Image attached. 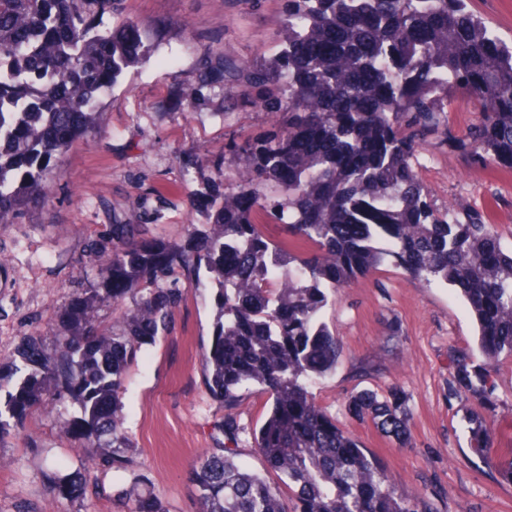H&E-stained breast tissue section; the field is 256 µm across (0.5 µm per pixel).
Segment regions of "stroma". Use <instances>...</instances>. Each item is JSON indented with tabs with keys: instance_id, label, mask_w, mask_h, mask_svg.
<instances>
[{
	"instance_id": "stroma-1",
	"label": "stroma",
	"mask_w": 512,
	"mask_h": 512,
	"mask_svg": "<svg viewBox=\"0 0 512 512\" xmlns=\"http://www.w3.org/2000/svg\"><path fill=\"white\" fill-rule=\"evenodd\" d=\"M282 0H115L105 25L135 24L151 54L130 67L99 102L89 138L59 154L63 176L48 207L29 208L21 221L0 227V356L22 336L49 333L73 287L86 278V238L101 225L138 223L157 216V233L174 244L186 227L205 223L203 184L189 170L197 148L223 155L226 172L245 164L225 142L273 129L267 112L229 108L221 96L183 97L204 74L207 52L226 59H268L286 37ZM417 167L437 208L455 206L494 225L512 248V172L471 154L429 141ZM214 312L209 293H191L176 314L173 333L147 347L130 372L122 413L136 457L170 512H198L188 482L193 462L214 448L216 401L202 379L200 345ZM323 319L342 346L334 372L309 390L337 425L386 471L398 492L429 500L435 512H512V360L493 379L496 422L493 463L469 447L467 417L474 400L451 394L448 351L471 343L475 328L458 293L420 288L402 269L381 266L341 291ZM398 391L412 412L411 439L401 446L347 411L351 393ZM80 448L58 433L53 416L29 420L28 432L0 439V512H125L112 472L90 470L100 491L83 500L49 490L46 476L78 468Z\"/></svg>"
}]
</instances>
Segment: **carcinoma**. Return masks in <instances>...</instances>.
<instances>
[{
	"label": "carcinoma",
	"mask_w": 512,
	"mask_h": 512,
	"mask_svg": "<svg viewBox=\"0 0 512 512\" xmlns=\"http://www.w3.org/2000/svg\"><path fill=\"white\" fill-rule=\"evenodd\" d=\"M468 0H287L279 55L246 66L208 54L205 83L265 110L276 129L230 140L246 164L235 174L202 150L195 165L219 187L204 195L205 224L176 245L142 224H110L85 242L101 270L76 289L52 336L21 339L0 375V439L25 432L35 414L120 476L128 512H169L136 467L122 395L142 351L170 335L194 288L215 311L202 346L203 383L219 403L218 447L190 480L198 512H431L396 491L379 463L319 406L312 378L334 370L341 344L322 321L329 293L384 264L415 284L454 288L477 327L474 345L450 351L454 378L483 412L469 418L474 453L492 460L494 386L500 356L512 358V249L477 214L435 208L417 167L438 139L512 169V42L467 8ZM112 0H0V212L20 219L47 204L61 176L56 157L94 131L100 95L150 48L134 24L104 27ZM464 90L476 112L462 136L448 112ZM288 229L272 243L261 224ZM112 309V324L96 319ZM265 397L250 432L266 468L290 495L236 462L247 433L237 407ZM349 412L399 444L410 415L394 391H359ZM68 498L89 492L80 472L50 477Z\"/></svg>",
	"instance_id": "cac0c4a2"
}]
</instances>
